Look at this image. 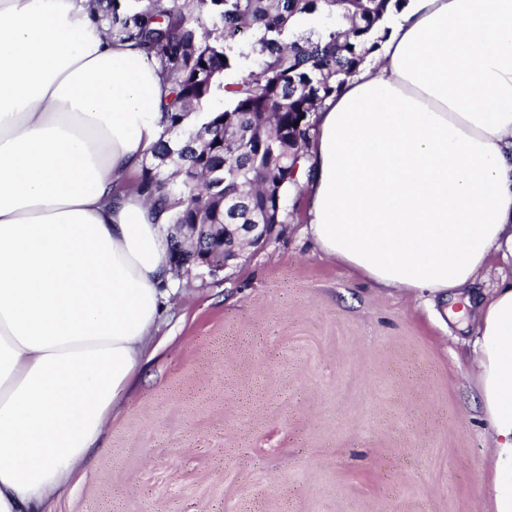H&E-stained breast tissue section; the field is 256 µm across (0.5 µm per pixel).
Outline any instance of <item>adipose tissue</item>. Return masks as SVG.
<instances>
[{
  "instance_id": "adipose-tissue-1",
  "label": "adipose tissue",
  "mask_w": 512,
  "mask_h": 512,
  "mask_svg": "<svg viewBox=\"0 0 512 512\" xmlns=\"http://www.w3.org/2000/svg\"><path fill=\"white\" fill-rule=\"evenodd\" d=\"M172 81L109 37L93 0H0V512L71 491L127 397L170 277L129 186ZM307 231L377 287L463 299L491 435L493 512H512V0H411L316 114Z\"/></svg>"
}]
</instances>
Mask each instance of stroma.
Wrapping results in <instances>:
<instances>
[{
    "mask_svg": "<svg viewBox=\"0 0 512 512\" xmlns=\"http://www.w3.org/2000/svg\"><path fill=\"white\" fill-rule=\"evenodd\" d=\"M287 224L172 275L155 354L53 512H491L490 444L456 353L473 325L389 295Z\"/></svg>",
    "mask_w": 512,
    "mask_h": 512,
    "instance_id": "1",
    "label": "stroma"
}]
</instances>
